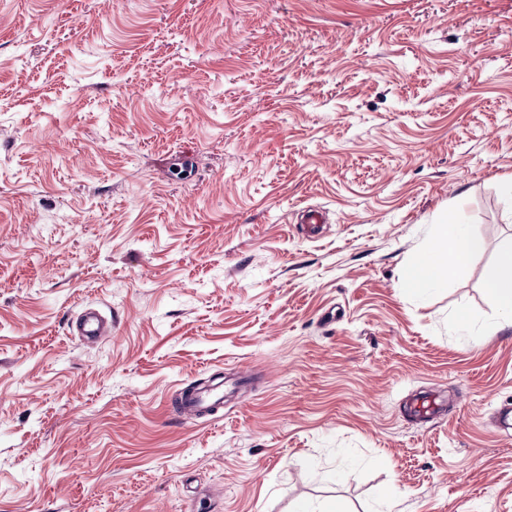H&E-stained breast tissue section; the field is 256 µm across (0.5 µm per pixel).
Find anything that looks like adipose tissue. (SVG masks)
<instances>
[{
  "mask_svg": "<svg viewBox=\"0 0 512 512\" xmlns=\"http://www.w3.org/2000/svg\"><path fill=\"white\" fill-rule=\"evenodd\" d=\"M435 236L438 246L423 250L408 266L403 282L407 292L416 293L447 283L486 248L482 236L453 217L436 226ZM484 291L489 302L512 326V243L501 249L492 273L484 282Z\"/></svg>",
  "mask_w": 512,
  "mask_h": 512,
  "instance_id": "ef3b65f1",
  "label": "adipose tissue"
}]
</instances>
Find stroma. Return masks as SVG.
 <instances>
[{
	"label": "stroma",
	"instance_id": "35a3bbf8",
	"mask_svg": "<svg viewBox=\"0 0 512 512\" xmlns=\"http://www.w3.org/2000/svg\"><path fill=\"white\" fill-rule=\"evenodd\" d=\"M505 174L512 0H0V512H512ZM435 236L439 245L420 252L407 268L403 288L409 293L447 283L486 248L482 236L471 232L466 224L452 216L436 225ZM489 302L512 327V242L501 249L492 273L484 282ZM74 336L97 342L112 335V318L104 316L93 308L80 310L71 323ZM224 392L217 388L200 390L186 387L176 401V408L181 416L212 415L223 404Z\"/></svg>",
	"mask_w": 512,
	"mask_h": 512
}]
</instances>
